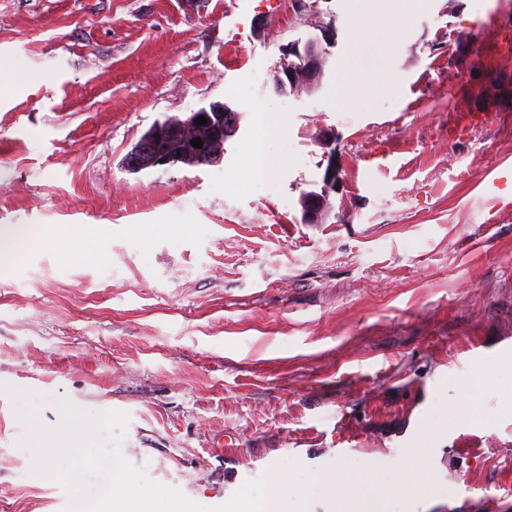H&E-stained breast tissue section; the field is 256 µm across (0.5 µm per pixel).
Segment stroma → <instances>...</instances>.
Returning <instances> with one entry per match:
<instances>
[{"mask_svg": "<svg viewBox=\"0 0 512 512\" xmlns=\"http://www.w3.org/2000/svg\"><path fill=\"white\" fill-rule=\"evenodd\" d=\"M350 2L0 0V512L70 507L20 444L22 412L55 429L60 399L126 414L100 441L208 508L294 464L384 467L420 415L456 424L457 361L512 336V0H427L340 106ZM329 21L321 88L278 93L283 47ZM216 101L241 115L220 165L123 168L155 122ZM257 110L282 127L258 188ZM48 224L83 239L9 258ZM436 446L444 501L391 512H512L502 418ZM336 182V173L330 172L325 175L324 184L320 192H306L300 203L302 212V221L305 224H316L319 217L328 205V197L332 186Z\"/></svg>", "mask_w": 512, "mask_h": 512, "instance_id": "1", "label": "stroma"}]
</instances>
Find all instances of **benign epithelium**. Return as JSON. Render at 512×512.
Returning <instances> with one entry per match:
<instances>
[{"label": "benign epithelium", "instance_id": "obj_1", "mask_svg": "<svg viewBox=\"0 0 512 512\" xmlns=\"http://www.w3.org/2000/svg\"><path fill=\"white\" fill-rule=\"evenodd\" d=\"M336 45V26L327 23L320 26V35L309 38L305 43L295 41L288 45L284 62L275 76L277 91L286 92L290 88L298 92L304 88L318 87L324 76V65L329 49ZM205 117L213 126L214 133L228 138L238 134L241 116L222 102H213L207 107L187 113L165 128H157L143 135L124 159L125 166L133 171L152 170L158 167L174 166L185 154L195 150L182 138V132L197 127L196 120ZM336 182V173L325 175L320 191H310L303 195L300 206L302 221L316 224L328 205V197Z\"/></svg>", "mask_w": 512, "mask_h": 512}]
</instances>
